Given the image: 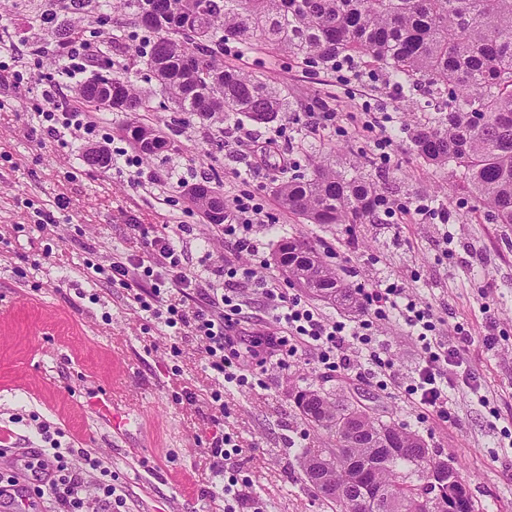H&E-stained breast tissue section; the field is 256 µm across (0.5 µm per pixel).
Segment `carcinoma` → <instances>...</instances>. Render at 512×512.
Instances as JSON below:
<instances>
[{
	"label": "carcinoma",
	"instance_id": "obj_1",
	"mask_svg": "<svg viewBox=\"0 0 512 512\" xmlns=\"http://www.w3.org/2000/svg\"><path fill=\"white\" fill-rule=\"evenodd\" d=\"M135 25L156 34L147 66L175 110L208 119L242 115L268 124L285 111L288 98L275 85L242 74L223 61L224 42L262 52H286L312 68L334 70L358 62L403 92L412 109L435 101L433 121L409 132L414 151L437 167L462 169L464 187L494 224L512 226V0H124ZM151 95L120 82L121 112L151 111ZM123 132L146 156L166 149L167 137L131 122ZM274 193L288 211L312 224H363L387 200L365 177L332 164L313 163L312 174L291 176ZM275 260L288 280L320 299L356 302L351 288L299 237L281 240ZM319 416L307 423L329 434L333 448L302 449V463L330 456L321 474L336 487L322 493L339 512L352 506L348 459L378 466L388 497L377 512H425L420 501L434 461L419 438L402 426L373 419L352 405H339L316 390ZM365 428L350 448H341L343 419ZM380 427L406 444L392 455L372 443Z\"/></svg>",
	"mask_w": 512,
	"mask_h": 512
}]
</instances>
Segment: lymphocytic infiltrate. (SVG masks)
Masks as SVG:
<instances>
[{"instance_id": "obj_1", "label": "lymphocytic infiltrate", "mask_w": 512, "mask_h": 512, "mask_svg": "<svg viewBox=\"0 0 512 512\" xmlns=\"http://www.w3.org/2000/svg\"><path fill=\"white\" fill-rule=\"evenodd\" d=\"M87 57L78 48L56 57L50 64L54 76L42 91L39 115L48 133L86 141L97 128L92 113L74 107L60 95L61 87L79 89L80 74L86 70ZM185 252L176 240L171 225H161L153 235L130 238L126 252L113 256L108 266H94V275L123 288H134L151 281L147 291L155 319L173 329L176 337L203 343L208 364L225 383L244 385L253 363L285 369L286 357L312 355L318 364L333 370H351L352 355H364V370L374 377L386 376L393 362L390 350L369 332L368 322L350 325L323 318L306 301L287 297L275 281L255 277L254 293L269 304L280 330L276 336H242L238 333L244 299L238 290V269L225 266L222 283L213 284L186 272ZM365 308L375 318L396 315L417 332L422 359L411 373L406 390L418 397L440 420L452 418V397L448 370L463 363L467 337L451 341L436 335L430 308L418 307L405 287L390 283L372 289L363 296ZM39 430L49 448L32 452L24 467L30 481L19 482L15 471L0 473V493L12 498L26 495L29 502L51 496L56 512H118L124 507L111 481L100 479L103 463L84 453L81 467L70 465L67 449L56 437L50 423Z\"/></svg>"}]
</instances>
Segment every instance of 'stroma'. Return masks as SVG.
I'll use <instances>...</instances> for the list:
<instances>
[{
    "label": "stroma",
    "mask_w": 512,
    "mask_h": 512,
    "mask_svg": "<svg viewBox=\"0 0 512 512\" xmlns=\"http://www.w3.org/2000/svg\"><path fill=\"white\" fill-rule=\"evenodd\" d=\"M1 17L21 50L9 68L34 76L18 87L0 83V421H11L13 447H39L36 423L46 420L62 429L63 445L103 458L126 512H225L201 461L213 438L226 434L243 447L230 468L243 489L240 512L253 501L261 512H333L300 463L302 448L333 445L295 403L297 390L314 389L406 427L432 457L457 469L475 512H512L505 438L512 432V229L485 220L467 194L451 192L458 171L414 155L405 129L428 112L410 111L369 68L315 70L285 54L229 44L225 62L271 80L289 101L272 123L245 120L229 129L223 116L203 121L170 108L117 0H99L85 13L72 12L67 0H0ZM62 20L97 54L86 79L112 73L152 93L145 122L172 147L144 159L140 172L89 165L87 148L42 126L40 79ZM120 28L127 36L113 43ZM313 159L357 167L388 209L356 226L312 224L289 212L272 182ZM142 173L167 182L165 196L142 190ZM203 182L228 202L245 191L256 196L264 214L252 233L267 254L281 239L302 235L349 287L404 283L438 317V335L464 330L465 363L450 373L454 418L439 421L407 393L405 374L421 350L401 320L374 324L394 362L387 388L306 355L276 375L254 370L248 384L225 389L223 405L213 403L218 383L202 348L157 324L133 291L87 277L88 261L125 251L137 224L180 225L191 274L215 281L226 260L251 266L189 201L188 185ZM40 209L53 213L54 224L38 227ZM487 335L494 348L485 346ZM475 383L490 407L473 396ZM101 398L107 411L94 407ZM116 412L126 418L119 429Z\"/></svg>",
    "instance_id": "35a3bbf8"
}]
</instances>
